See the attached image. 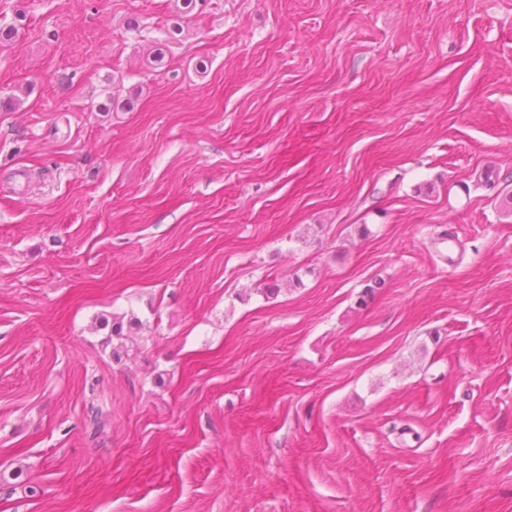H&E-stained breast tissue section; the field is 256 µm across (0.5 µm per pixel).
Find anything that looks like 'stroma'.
Instances as JSON below:
<instances>
[{
	"instance_id": "35a3bbf8",
	"label": "stroma",
	"mask_w": 512,
	"mask_h": 512,
	"mask_svg": "<svg viewBox=\"0 0 512 512\" xmlns=\"http://www.w3.org/2000/svg\"><path fill=\"white\" fill-rule=\"evenodd\" d=\"M175 5L0 0V512H512V0Z\"/></svg>"
}]
</instances>
